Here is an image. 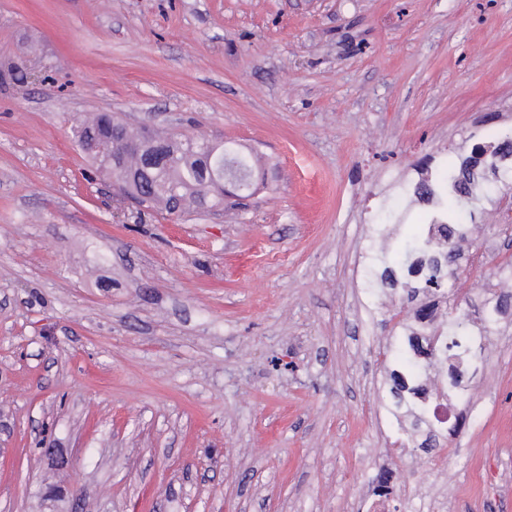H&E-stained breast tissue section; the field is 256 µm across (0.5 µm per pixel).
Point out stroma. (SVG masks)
I'll return each mask as SVG.
<instances>
[{"mask_svg":"<svg viewBox=\"0 0 512 512\" xmlns=\"http://www.w3.org/2000/svg\"><path fill=\"white\" fill-rule=\"evenodd\" d=\"M0 512H512V308L459 426L396 417L381 210L512 126V0H0ZM87 112L267 161L223 211L112 212ZM469 270L512 259L502 209Z\"/></svg>","mask_w":512,"mask_h":512,"instance_id":"1","label":"stroma"}]
</instances>
